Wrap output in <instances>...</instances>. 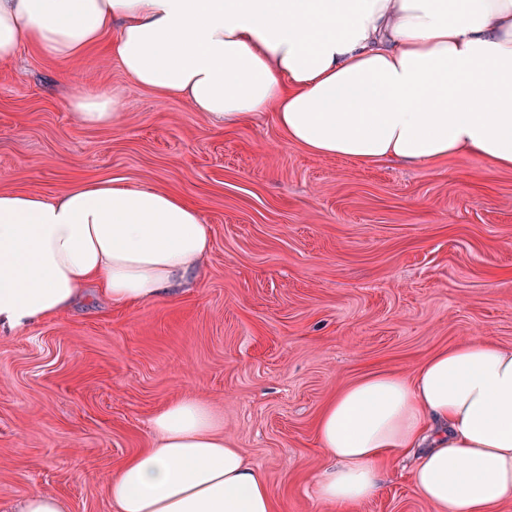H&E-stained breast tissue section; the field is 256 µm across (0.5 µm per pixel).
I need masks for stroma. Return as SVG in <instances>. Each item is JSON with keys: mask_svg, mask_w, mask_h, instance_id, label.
Instances as JSON below:
<instances>
[{"mask_svg": "<svg viewBox=\"0 0 512 512\" xmlns=\"http://www.w3.org/2000/svg\"><path fill=\"white\" fill-rule=\"evenodd\" d=\"M73 87L118 93L116 123L83 125ZM111 178L201 208L202 283L0 331V512L35 491L65 512H116L108 478L184 396L212 406L277 512H328L315 496L327 400L372 369L411 375L463 339L512 347V170L315 157L267 117L228 133L98 52L75 64L24 47L0 62V188L56 197ZM409 474L393 462L355 512H435Z\"/></svg>", "mask_w": 512, "mask_h": 512, "instance_id": "1", "label": "stroma"}]
</instances>
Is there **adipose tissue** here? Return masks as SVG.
I'll use <instances>...</instances> for the list:
<instances>
[{"instance_id":"1","label":"adipose tissue","mask_w":512,"mask_h":512,"mask_svg":"<svg viewBox=\"0 0 512 512\" xmlns=\"http://www.w3.org/2000/svg\"><path fill=\"white\" fill-rule=\"evenodd\" d=\"M135 86L186 100L225 130L269 114L289 142L359 165L481 158L512 170V0H0V61L26 45L81 61L94 46ZM69 103L110 125L107 93ZM211 249L198 206L118 179L50 198L0 190V330L69 311L88 289L136 306L191 284ZM154 447L108 481L117 512H275L271 489L193 397L154 415ZM331 461L317 498L373 499L413 455L437 512L512 499V348L467 339L412 375L369 372L323 408Z\"/></svg>"}]
</instances>
